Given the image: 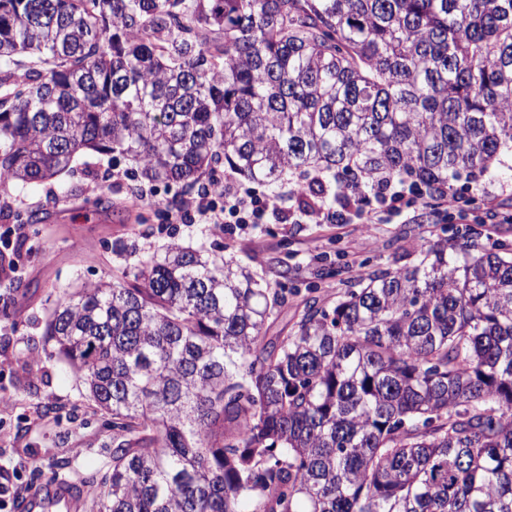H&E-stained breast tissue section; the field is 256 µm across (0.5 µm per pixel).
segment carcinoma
I'll use <instances>...</instances> for the list:
<instances>
[{"label":"carcinoma","mask_w":512,"mask_h":512,"mask_svg":"<svg viewBox=\"0 0 512 512\" xmlns=\"http://www.w3.org/2000/svg\"><path fill=\"white\" fill-rule=\"evenodd\" d=\"M512 151V0H0V186L122 155L301 204L433 196ZM170 242L66 293L50 353L112 415L96 512H512V246L467 224L315 298Z\"/></svg>","instance_id":"1"}]
</instances>
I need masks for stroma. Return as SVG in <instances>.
<instances>
[{"instance_id": "35a3bbf8", "label": "stroma", "mask_w": 512, "mask_h": 512, "mask_svg": "<svg viewBox=\"0 0 512 512\" xmlns=\"http://www.w3.org/2000/svg\"><path fill=\"white\" fill-rule=\"evenodd\" d=\"M133 162L80 157L54 182L0 191V227H16L18 213L48 209L49 221L25 227L29 250L17 291L0 301V476L19 494L51 477L83 486L95 505L103 477L112 469V418L101 412L58 359L43 347L45 323L63 292L96 282L126 265L112 246L136 242L139 256L178 242L205 246L225 260L249 268L262 286L285 289V302L272 317V333L288 331L299 319L315 286L328 304L343 291L330 264L349 276L394 268L415 260L421 246L437 241L440 225L430 207L416 203L383 223H361L355 211L343 223L301 208L291 184L279 193L286 203L264 224H232L218 232L207 224H168L164 214L179 208L190 191L153 187L154 207L131 205Z\"/></svg>"}]
</instances>
